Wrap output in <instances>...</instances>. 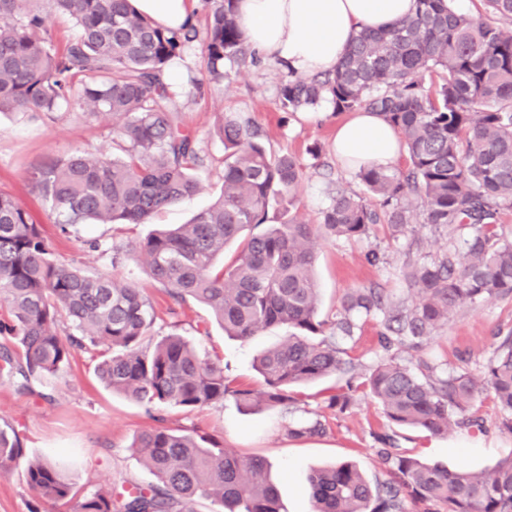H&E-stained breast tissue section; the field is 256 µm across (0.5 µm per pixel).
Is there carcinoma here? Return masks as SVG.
<instances>
[{
	"instance_id": "obj_1",
	"label": "carcinoma",
	"mask_w": 512,
	"mask_h": 512,
	"mask_svg": "<svg viewBox=\"0 0 512 512\" xmlns=\"http://www.w3.org/2000/svg\"><path fill=\"white\" fill-rule=\"evenodd\" d=\"M236 0H213L203 39L210 80L257 60L240 32ZM476 15L452 0H415L386 30L361 29L328 73L293 77L277 92L285 112L329 101L336 112L366 110L400 134L406 168L363 167V197L339 191L317 224L298 211L303 167L294 155H272L259 129L224 114L223 188L209 207L134 247L154 282L168 290L170 313L192 300L205 305L228 336L250 339L273 327L288 335L263 351L256 368L264 388L233 389L224 366L201 357L170 333L154 339L152 306L142 290L116 275L95 277L58 262L42 225L10 193L0 192V375L20 395L52 386L76 348L94 350L97 376L112 390L153 408L194 410L224 403L275 407L291 388L345 373L351 361L336 344L350 338L355 318L383 313L380 344L422 348L460 311L489 298L512 297V0H481ZM70 18L76 35L58 49L42 32L51 18ZM197 25L156 26L130 0H0V112L53 119L74 101L89 117L109 114L121 156L74 152L33 173V183L64 235L75 225L145 224L158 211L195 194L204 163L196 136L181 123L179 95L166 80L172 62L197 41ZM421 222L448 230L452 244L430 260L406 256L403 280L414 303L356 288L341 300L340 318L319 316L313 243L362 239L375 224L399 234ZM238 249L224 262V250ZM72 331L61 332L60 318ZM368 395L388 422L442 435L480 426L474 408L489 392L512 432V331L499 337L484 378L438 371L419 359L390 356L366 379ZM325 431L320 420L288 428L302 439ZM388 479L372 484L356 464L313 471L312 512H512V456L481 473L429 464L378 436ZM132 448L154 477L124 499L123 512H193L197 498L213 512H281L268 461L241 457L216 439L154 426ZM24 455L12 428L0 427V470ZM27 481L38 501L65 512H112V491L80 492L50 462L32 460Z\"/></svg>"
}]
</instances>
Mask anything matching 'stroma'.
<instances>
[{"label": "stroma", "instance_id": "obj_1", "mask_svg": "<svg viewBox=\"0 0 512 512\" xmlns=\"http://www.w3.org/2000/svg\"><path fill=\"white\" fill-rule=\"evenodd\" d=\"M175 65L183 78L204 83L202 96L186 101L180 117L197 137L204 165L196 169L200 190L192 197L158 213L148 224H83L77 232L61 236L55 217L33 187L29 176L35 168L74 151L97 155L112 150V122L87 118L80 106L63 104L54 119L37 120L27 112L0 114V190L13 194L41 224L60 261L91 274H112L135 283L155 310L156 336L175 332L197 347L206 358L221 360L227 379L235 387L258 389L262 379L253 368L254 357L277 344L284 329L271 328L248 341L225 336L207 308L190 301L173 307L166 290L147 274L130 251L113 261V244L135 246L152 228L161 224H183L206 208L221 192L224 146L215 125L226 112L249 117L262 132V142L275 153L295 155L303 166L300 211L318 223L337 191L363 193L354 172L345 170L330 151L336 129L331 106L288 114L282 112L277 90L288 77L280 62L262 59L234 69L229 79L209 82L201 42L186 48ZM447 231L426 224L412 225L402 235L384 224L375 225L360 240L329 239L316 247L315 274L320 288L319 315L334 321L340 316L341 299L353 288L373 287L383 294L410 299L399 271L408 250L434 256L446 248ZM377 251L378 264L367 263L368 251ZM381 313L361 317L351 339L342 341L352 360V376L336 375L299 388L288 405L253 411L240 408L233 397L223 404L185 411L176 407L146 410L125 395L103 386L94 373L91 351H76L63 376L48 390L47 397L20 395L12 380L0 377V426L15 428L24 438L26 460L61 463L77 488H111L128 492L144 487L152 475L141 465L131 446L144 429L162 425L171 429L197 430L221 441L241 455H258L271 463L285 512H310L308 476L311 468L350 459L373 482L386 478L378 455L377 435L390 426L380 407L366 395L364 382L380 360L383 350L378 336ZM512 328V299L492 298L463 310L426 346V354L445 370L467 369L482 377L497 347V333ZM354 383L350 407L342 413L327 409L325 399ZM481 428H454L448 435L432 436L414 430H398L400 448L428 463L455 469L466 466L480 472L512 456V433L501 426V412L492 394L475 406ZM321 420L323 435L296 440L288 427ZM24 462L0 473V512H60L51 503H36L24 476Z\"/></svg>", "mask_w": 512, "mask_h": 512}]
</instances>
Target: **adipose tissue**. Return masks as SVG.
I'll return each mask as SVG.
<instances>
[{
	"mask_svg": "<svg viewBox=\"0 0 512 512\" xmlns=\"http://www.w3.org/2000/svg\"><path fill=\"white\" fill-rule=\"evenodd\" d=\"M157 25L192 23L196 0H131ZM414 0H237L245 40L266 58L308 76L334 69L361 28L390 27L412 11ZM331 151L345 169L386 168L400 156L397 131L374 112L349 113L336 124Z\"/></svg>",
	"mask_w": 512,
	"mask_h": 512,
	"instance_id": "adipose-tissue-1",
	"label": "adipose tissue"
}]
</instances>
